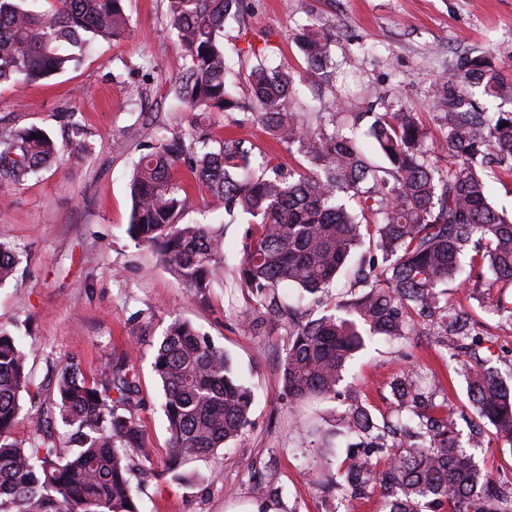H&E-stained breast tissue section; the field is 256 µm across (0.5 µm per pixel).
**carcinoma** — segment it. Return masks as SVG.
<instances>
[{"label":"carcinoma","instance_id":"1","mask_svg":"<svg viewBox=\"0 0 512 512\" xmlns=\"http://www.w3.org/2000/svg\"><path fill=\"white\" fill-rule=\"evenodd\" d=\"M247 0H167L172 31L183 51L181 74L168 94L202 124L211 112H246L307 167L284 170L256 156L244 137L212 145L160 131L141 154L130 179L133 209L128 233L151 247L193 290L216 282L224 260L220 234L184 222L187 196L174 172L187 168L234 217L246 215L257 230L238 266L248 295L241 326L257 328L261 314L285 306V291L310 295L334 312L314 318L303 301L288 313V347L281 363L283 391L292 405H317L342 395L354 355L374 336L404 337L424 326L427 343L448 353L468 395L461 418L475 433L461 440L442 381L418 368L390 383L396 421L378 419L359 394L336 411L347 439L340 455L336 432L304 416L298 429L315 449L318 481L356 499H381L382 512H512V482L475 461L483 425L512 443V383L488 365L474 341L469 305L448 296L461 258L487 267L481 306L512 323V219L490 202V182L512 181V110L487 112L470 93L512 102V78L492 56L466 57L435 85L437 139L409 106L374 114L366 131L378 163L336 123V113L311 121L291 100L303 74L324 82L334 34L304 27L296 42L304 73L267 63L266 46L247 27L238 30L252 62L248 101L226 87L224 26ZM133 26L123 0H54L38 10L32 0H0V83L23 86L65 72L98 38H129ZM506 126H501V123ZM58 147L42 129L0 128V179L15 186L54 160ZM376 258L354 272L362 292L332 302L328 288L347 270L365 239ZM18 262L0 232V282ZM27 354L0 329V512H140L134 472L150 470L151 449L132 406L138 379L129 356L118 357L88 380L74 365L59 371L56 408L74 451L61 456L39 432L14 436L20 395L31 381ZM153 371L162 390L170 434L169 468L237 442L250 423L254 393L232 371L224 350L188 321L174 319L157 345Z\"/></svg>","mask_w":512,"mask_h":512}]
</instances>
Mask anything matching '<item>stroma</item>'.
<instances>
[{
  "instance_id": "stroma-1",
  "label": "stroma",
  "mask_w": 512,
  "mask_h": 512,
  "mask_svg": "<svg viewBox=\"0 0 512 512\" xmlns=\"http://www.w3.org/2000/svg\"><path fill=\"white\" fill-rule=\"evenodd\" d=\"M135 27L121 42H95L82 64L24 89L0 86V117L19 128L44 129L58 143L71 142L72 125L83 129L86 153H61L38 175L10 189L0 206V230L18 252L14 276L0 284V328L17 336L27 352L31 383L20 396L14 432L26 437L46 419L44 435L69 454L65 428L53 414L55 379L76 363L91 380L112 359L134 354L139 378L134 410L146 430L153 464L143 477L141 512H241L252 490L279 488L274 512H379L377 499L356 500L322 488L308 476L309 459L297 443L298 411L282 395L280 364L288 336L285 315H265L261 329L242 332L247 296L234 288L237 263L251 231L240 220L219 224L209 191L187 169L177 177L189 191L190 221L220 226L224 268L212 288H185L153 250L127 233L132 209L130 174L159 128L191 132V116L168 94L182 64L181 47L168 26L165 0H125ZM268 35V61L299 71L305 66L295 34L305 25L336 35L330 78L296 84L293 98L306 113L364 112L369 95L383 90L377 112L398 103L434 127L433 85L459 58L488 52L512 62V0H249L243 23L228 22L224 50L227 81L236 97L249 89L237 76L239 25ZM240 113L210 114L205 130L220 141L238 132L271 164L298 161L259 124L239 127ZM189 321L224 348L233 369L252 385L251 424L232 447L168 469L169 433L160 406L153 352L173 319ZM476 334L494 366L512 374V323L476 308ZM426 365L444 383L454 409L467 403L465 387L424 337L377 338L354 362L347 392L366 393L379 413H390L389 380L400 370Z\"/></svg>"
}]
</instances>
